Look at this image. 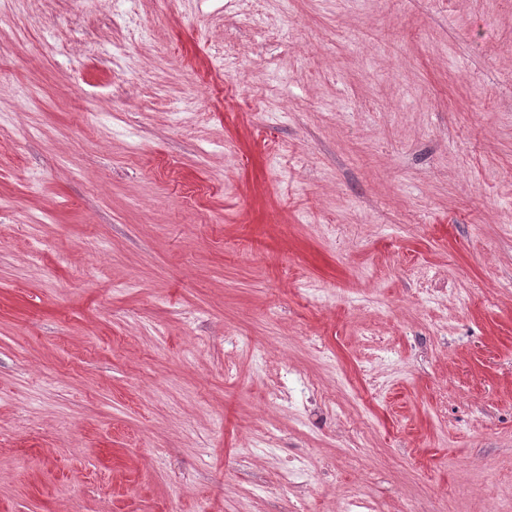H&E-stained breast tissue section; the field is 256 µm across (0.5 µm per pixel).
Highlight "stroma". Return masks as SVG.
<instances>
[{
    "instance_id": "35a3bbf8",
    "label": "stroma",
    "mask_w": 512,
    "mask_h": 512,
    "mask_svg": "<svg viewBox=\"0 0 512 512\" xmlns=\"http://www.w3.org/2000/svg\"><path fill=\"white\" fill-rule=\"evenodd\" d=\"M512 506V0H0V512Z\"/></svg>"
}]
</instances>
